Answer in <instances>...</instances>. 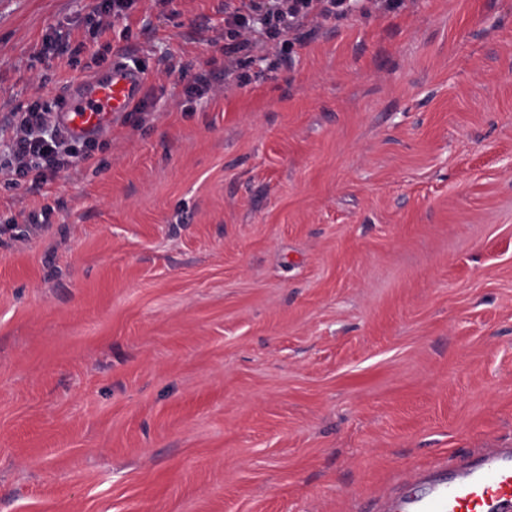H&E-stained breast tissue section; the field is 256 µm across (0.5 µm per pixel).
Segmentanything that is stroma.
<instances>
[{
  "instance_id": "obj_1",
  "label": "stroma",
  "mask_w": 512,
  "mask_h": 512,
  "mask_svg": "<svg viewBox=\"0 0 512 512\" xmlns=\"http://www.w3.org/2000/svg\"><path fill=\"white\" fill-rule=\"evenodd\" d=\"M239 4L0 0V155L124 48L151 102L0 174V512H366L512 447V0H360L242 85ZM134 0H99L96 6L97 25L101 28L112 26V18L119 17L133 5ZM48 107L39 96L16 123L12 144L0 172L12 183L41 187L55 176L68 170L76 161L92 159V149L79 151L75 139L69 138L56 124Z\"/></svg>"
}]
</instances>
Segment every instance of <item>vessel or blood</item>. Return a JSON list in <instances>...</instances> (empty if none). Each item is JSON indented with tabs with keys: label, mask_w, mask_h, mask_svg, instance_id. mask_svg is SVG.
<instances>
[{
	"label": "vessel or blood",
	"mask_w": 512,
	"mask_h": 512,
	"mask_svg": "<svg viewBox=\"0 0 512 512\" xmlns=\"http://www.w3.org/2000/svg\"><path fill=\"white\" fill-rule=\"evenodd\" d=\"M144 85L142 72L113 63L107 76L71 86L57 121L78 139L100 135L139 100ZM411 480L419 492L386 498L384 512H512V448H487L472 460L439 458Z\"/></svg>",
	"instance_id": "b4317fda"
}]
</instances>
